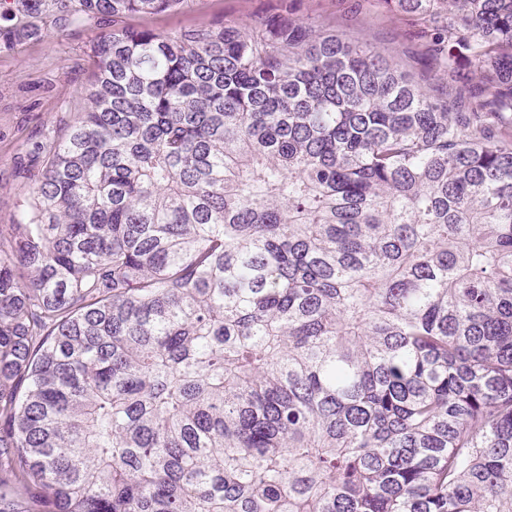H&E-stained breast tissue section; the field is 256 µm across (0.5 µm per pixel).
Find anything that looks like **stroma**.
<instances>
[{"instance_id": "obj_1", "label": "stroma", "mask_w": 512, "mask_h": 512, "mask_svg": "<svg viewBox=\"0 0 512 512\" xmlns=\"http://www.w3.org/2000/svg\"><path fill=\"white\" fill-rule=\"evenodd\" d=\"M296 4L301 19L355 42H370L420 80L427 70L424 26L376 0H185L162 14H134L127 26L169 32L221 20L242 25ZM99 33L95 24L0 49V224L19 217V205L35 186L48 139L61 137L84 106L92 81L86 51Z\"/></svg>"}]
</instances>
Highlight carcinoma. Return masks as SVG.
<instances>
[{
	"mask_svg": "<svg viewBox=\"0 0 512 512\" xmlns=\"http://www.w3.org/2000/svg\"><path fill=\"white\" fill-rule=\"evenodd\" d=\"M0 0V45L112 21L0 224V512H512V0L428 24L461 112L288 16Z\"/></svg>",
	"mask_w": 512,
	"mask_h": 512,
	"instance_id": "1",
	"label": "carcinoma"
}]
</instances>
